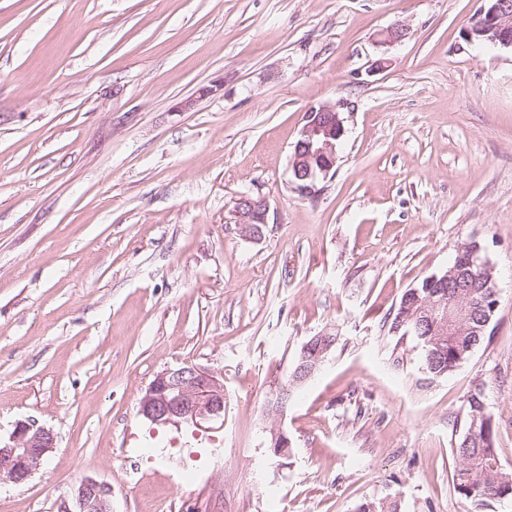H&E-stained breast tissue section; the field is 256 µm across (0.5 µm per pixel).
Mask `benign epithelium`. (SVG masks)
<instances>
[{
    "instance_id": "7a95c632",
    "label": "benign epithelium",
    "mask_w": 512,
    "mask_h": 512,
    "mask_svg": "<svg viewBox=\"0 0 512 512\" xmlns=\"http://www.w3.org/2000/svg\"><path fill=\"white\" fill-rule=\"evenodd\" d=\"M483 8L465 30L471 44H490L512 48V0H486ZM345 133L339 105L322 104L308 110L300 138L298 152L291 157V170L302 181L299 192L309 193L315 182L326 177L336 163L337 146ZM269 206L261 198L243 197L238 200L234 218L245 237H257L261 226L267 224ZM479 258L470 254L465 265L453 270L458 287L466 288L469 273ZM418 313L431 323L438 336H457L464 323L473 316V310L463 304L448 305L439 293L428 295ZM318 347L306 345L299 364L293 369L290 387L279 392L271 410L278 415L286 411L289 389L308 381V372L323 363L321 355L330 353L334 337L320 334ZM140 414L151 424L160 427L182 423L200 425L204 421L224 416V381L197 366H183L159 373L140 398ZM275 457L288 456L289 440L281 428L271 431ZM52 430L33 420L17 422L9 442L0 444V482L22 484L29 480L41 465L46 454L55 447ZM78 512H112V486L93 478L80 481L75 489Z\"/></svg>"
}]
</instances>
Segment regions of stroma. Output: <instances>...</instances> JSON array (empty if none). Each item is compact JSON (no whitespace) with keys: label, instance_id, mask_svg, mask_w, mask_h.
<instances>
[{"label":"stroma","instance_id":"stroma-1","mask_svg":"<svg viewBox=\"0 0 512 512\" xmlns=\"http://www.w3.org/2000/svg\"><path fill=\"white\" fill-rule=\"evenodd\" d=\"M485 5L0 0V438L20 420L56 437L0 483V512L72 510L85 477L112 512H464L477 388L512 470V50L464 40ZM392 26L405 37L379 44ZM326 102L345 133L303 195L291 151ZM243 196L269 205L259 237L233 222ZM473 241L497 272L491 339L434 376L389 315ZM185 365L223 378V418L152 425L142 394ZM334 336H329L327 334H319L313 341L305 345L304 350L302 352V357L300 359L299 364L293 369V372L290 377V386L288 388V384L279 392V397L276 402L271 403V410L278 415L284 414L286 411V401L288 396L289 389L297 388L299 385H302L308 381L310 375L308 372L313 370H318L321 364L325 361L328 354L330 353L332 347L334 346ZM318 341L317 351H313V344ZM327 354L324 358H320L319 355ZM318 356V358H317ZM310 357V358H308ZM308 359H315V364L310 365L307 363Z\"/></svg>","mask_w":512,"mask_h":512}]
</instances>
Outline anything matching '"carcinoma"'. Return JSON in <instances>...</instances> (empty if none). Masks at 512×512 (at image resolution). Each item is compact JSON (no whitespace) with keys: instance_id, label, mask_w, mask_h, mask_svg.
<instances>
[{"instance_id":"obj_1","label":"carcinoma","mask_w":512,"mask_h":512,"mask_svg":"<svg viewBox=\"0 0 512 512\" xmlns=\"http://www.w3.org/2000/svg\"><path fill=\"white\" fill-rule=\"evenodd\" d=\"M490 277H495V273H480L473 279L468 304L476 312L490 311L499 303L498 290L487 286ZM414 289L420 296H426V284L423 282L407 289L401 297L400 306L391 316L389 329H394L400 321L404 313L403 305H412L414 296L411 292ZM401 333H409L416 338L422 353L423 369L435 376L447 375L461 366L490 336L488 332L480 336L467 333L450 336L441 343L431 328L418 318L403 325ZM437 342L441 343L446 357H435ZM464 429L455 448L459 466L455 470L453 488L465 504L466 512H486L494 502L512 501V471L503 468L500 462L493 416L480 389L474 390L467 398Z\"/></svg>"}]
</instances>
